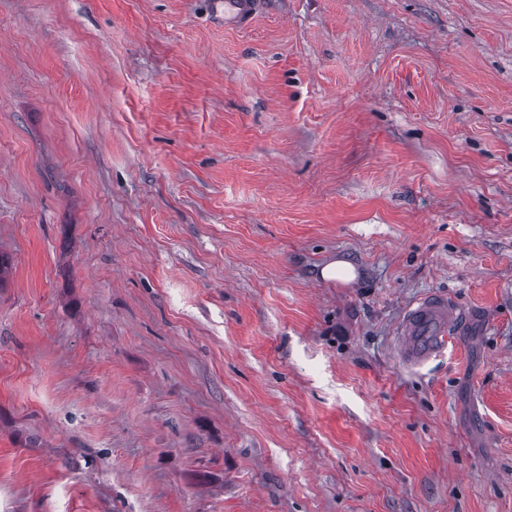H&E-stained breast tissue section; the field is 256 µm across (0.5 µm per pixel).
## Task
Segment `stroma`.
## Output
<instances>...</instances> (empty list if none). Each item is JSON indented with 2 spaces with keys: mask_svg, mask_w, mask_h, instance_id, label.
Instances as JSON below:
<instances>
[{
  "mask_svg": "<svg viewBox=\"0 0 512 512\" xmlns=\"http://www.w3.org/2000/svg\"><path fill=\"white\" fill-rule=\"evenodd\" d=\"M0 252V512H512V0H0ZM322 278L335 280L339 283H348L357 276L354 265L344 259L333 260L326 264L320 271ZM460 318L444 296L430 294L412 304L397 326L396 351L405 368L421 373L440 359Z\"/></svg>",
  "mask_w": 512,
  "mask_h": 512,
  "instance_id": "obj_1",
  "label": "stroma"
}]
</instances>
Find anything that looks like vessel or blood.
<instances>
[{"label":"vessel or blood","mask_w":512,"mask_h":512,"mask_svg":"<svg viewBox=\"0 0 512 512\" xmlns=\"http://www.w3.org/2000/svg\"><path fill=\"white\" fill-rule=\"evenodd\" d=\"M460 318L444 296L430 294L412 304L397 326L396 351L405 368L419 373L440 359Z\"/></svg>","instance_id":"obj_1"}]
</instances>
